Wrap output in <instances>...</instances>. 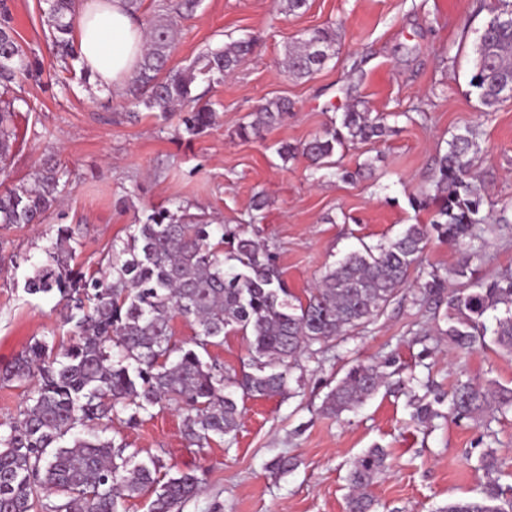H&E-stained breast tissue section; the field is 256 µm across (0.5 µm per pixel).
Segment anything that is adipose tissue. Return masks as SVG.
<instances>
[{
    "mask_svg": "<svg viewBox=\"0 0 512 512\" xmlns=\"http://www.w3.org/2000/svg\"><path fill=\"white\" fill-rule=\"evenodd\" d=\"M74 46L78 63L98 88L123 94L144 49L141 21L126 0H80Z\"/></svg>",
    "mask_w": 512,
    "mask_h": 512,
    "instance_id": "obj_1",
    "label": "adipose tissue"
}]
</instances>
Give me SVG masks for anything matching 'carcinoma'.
Here are the masks:
<instances>
[{
    "label": "carcinoma",
    "mask_w": 512,
    "mask_h": 512,
    "mask_svg": "<svg viewBox=\"0 0 512 512\" xmlns=\"http://www.w3.org/2000/svg\"><path fill=\"white\" fill-rule=\"evenodd\" d=\"M47 26L64 64L76 60L73 45L74 0H45ZM490 17L473 43V87L482 106L492 112L512 100V0H495ZM176 30L168 22L149 20L145 47L129 80L131 102L148 110L180 111L184 131L196 136L211 126L212 105L193 94L199 78L220 83L253 52L252 40H238L200 57L185 68L168 66ZM336 53V31L315 28L289 47V75L305 78L319 71ZM22 46L8 21L0 23V174L8 175L16 141L12 88L17 75L29 72ZM284 98L266 101L237 135L247 140L288 116ZM386 132L382 118L352 105L333 125L300 146L278 149L283 161L297 155L319 169L332 165L336 148L369 141ZM478 145L468 128L452 135L447 150L435 159L434 194L417 198L418 210L435 207L428 224H410L384 245L348 253L328 267L305 299L286 287L276 255L247 231L237 228L214 239L212 225L177 207L152 210L138 221L123 248L112 250L111 271L97 276L75 267L70 228H57L47 260L32 266L23 288L30 295H52L67 310L73 336L62 356L36 340L4 371L0 381L32 382L21 419L0 434V512H118L120 500L154 490L149 512H180L195 496L198 477L183 473L160 482L161 461L152 458L128 468L125 447L98 436L66 435L87 422L112 420L129 412L138 424L154 407L184 412L182 436L199 448L217 436H233L240 425L242 397L283 396L301 357L312 347L328 345L364 327L380 315L408 284L431 235L464 244L477 256L484 245L488 215L485 196L474 172ZM69 188L66 167L53 157L36 163L30 177L0 192V230L41 224ZM230 265L232 272L225 271ZM468 264L452 270L460 279L448 287V276L433 271L415 281L421 300L445 308L447 328L439 334L462 351L476 342H491L512 354V272L490 281L467 273ZM195 327L193 347L174 340V320ZM242 334L250 371L229 374L204 360L226 333ZM388 384L379 365L351 366L326 395L320 411L338 416L354 410ZM448 414L479 419L496 407L512 408V388H485L469 381L456 384ZM433 403V404H435ZM432 403H417L420 424L438 415ZM385 468V453L367 450L350 465L347 512H373L370 488ZM54 490L65 499L43 503ZM439 512H512V497L499 483H486L480 498L456 499Z\"/></svg>",
    "instance_id": "carcinoma-1"
}]
</instances>
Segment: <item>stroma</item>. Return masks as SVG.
<instances>
[{"label":"stroma","instance_id":"stroma-1","mask_svg":"<svg viewBox=\"0 0 512 512\" xmlns=\"http://www.w3.org/2000/svg\"><path fill=\"white\" fill-rule=\"evenodd\" d=\"M177 2L141 0L138 12L143 20H176L171 65L188 66L233 40L256 43L252 58L223 82H196L216 121L194 137L178 114L143 109L129 118L127 99L62 69L38 0H7L9 24L32 64L19 79L24 103L10 178L27 177L51 150L69 171L70 191L45 223L0 233V247L20 261L0 271V368L33 340L58 345L68 338L56 297L23 289L61 225L78 242L77 265L104 272L113 246L128 242L138 219L183 206L210 223L258 232L290 292L302 298L348 252L387 242L406 225L430 223L432 209L415 210L411 201L432 194L435 157L468 127L477 131L485 208L512 218V100L485 111L469 84L472 42L489 17L477 0H308L297 14L281 11L275 0H201L190 17L177 16ZM327 26L336 31L335 57L312 77L289 76V45ZM274 97L292 103L288 118L262 138L240 139L238 127ZM357 102L382 115L391 134L337 151L335 159L351 170L371 163L370 174L343 181L305 158H279L281 144L323 132ZM259 192L269 205L256 221L250 205ZM484 239L470 263L475 275L492 279L512 270V221ZM359 362L431 386L383 389L340 417L322 414L326 394ZM301 364L289 396L241 400L235 436L213 438L205 448L183 439V415L173 409L154 410L135 426L122 412L93 430L124 442L136 461L160 458L161 478L195 473L198 491L181 512H346L350 464L371 448L387 454V468L371 487L377 512H438L448 501L481 497L490 452L499 484L512 487V409L477 421L437 418L427 428L412 421L413 396L447 393L460 380L512 388V354L491 344L457 350L413 289L326 352L303 355ZM280 456L296 458L297 467L272 474L269 465Z\"/></svg>","mask_w":512,"mask_h":512}]
</instances>
